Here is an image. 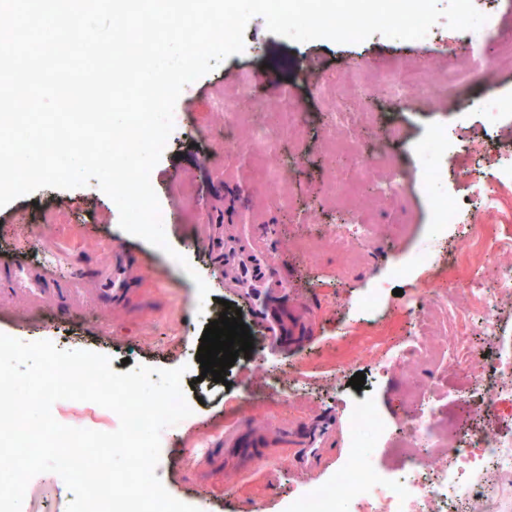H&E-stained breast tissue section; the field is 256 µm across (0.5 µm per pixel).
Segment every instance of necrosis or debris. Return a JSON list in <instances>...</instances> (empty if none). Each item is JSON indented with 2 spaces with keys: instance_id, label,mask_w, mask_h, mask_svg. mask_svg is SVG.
<instances>
[{
  "instance_id": "necrosis-or-debris-1",
  "label": "necrosis or debris",
  "mask_w": 512,
  "mask_h": 512,
  "mask_svg": "<svg viewBox=\"0 0 512 512\" xmlns=\"http://www.w3.org/2000/svg\"><path fill=\"white\" fill-rule=\"evenodd\" d=\"M401 137L399 126H388L373 152L358 155L353 171L354 179L380 180L384 199L399 198L405 191L390 153ZM224 140L230 149L241 143L262 148L269 162L265 184L280 203H287L282 189L285 175L275 162L276 149L268 127L248 122L245 113L228 112L224 115ZM497 183V191H478L470 223L479 224L489 217L512 221V166L501 169ZM478 249L495 263L493 277L464 278L456 287L439 290L423 318L426 333L415 337L408 349L384 352L375 343L363 348L366 359L384 376L423 363L447 361L449 369L466 379L457 392V405L459 410L473 409L475 426L463 427L459 410L439 416L435 386L403 380L406 403L417 414L407 422L401 451L411 461L416 480L396 483L370 471L345 472L333 483L303 493L292 512H337L339 502L354 492L362 501L363 512H498V495L512 493V433L489 426L502 407L512 408V340L499 336L500 302L512 297V233L489 245L480 233L467 235L453 252L450 267H461L469 253ZM476 324L496 342L488 354H477L470 339ZM443 448L448 451L444 457L439 454Z\"/></svg>"
}]
</instances>
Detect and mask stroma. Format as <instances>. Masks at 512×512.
I'll use <instances>...</instances> for the list:
<instances>
[{"label":"stroma","instance_id":"1","mask_svg":"<svg viewBox=\"0 0 512 512\" xmlns=\"http://www.w3.org/2000/svg\"><path fill=\"white\" fill-rule=\"evenodd\" d=\"M464 36L441 21L421 42L379 34L353 44L296 42L270 33L264 18L253 17L243 53L184 87L174 108L173 131L150 174L175 256L122 230L117 205L97 184L43 188L18 198L0 208V333L106 355L118 373L139 365L185 367L182 384L192 413L162 431L156 474L174 498L200 512H288L303 490L328 483L355 464L396 482L412 479L408 460L393 451L412 411L397 383L376 374L362 359L361 349L378 331L397 349L422 335L423 327L408 307L423 292L447 287L452 276L448 250L469 232L475 183L490 181L498 170L496 162L468 156L465 148L481 142L491 149L512 147V113L493 126L485 119L489 100H512V70L484 80L482 64L500 47L478 42L464 59ZM367 58L387 67L427 58L432 68L465 80L470 90L463 98L430 104L417 97L387 101L346 95L335 100L351 112L375 113L374 123L351 133L353 146L362 152L374 148L388 120L397 121L406 133L392 148L405 192L354 216L346 204L333 203L324 193L335 175L331 156L348 158L350 148L329 151L324 124L335 101L315 91L313 78L325 70L343 72ZM243 74L250 76L251 88L267 111L304 115L296 133L270 128L278 144L277 164L287 176L284 190L294 207H283L267 194L265 158L258 148L242 144L231 153L224 148L219 102ZM433 137L440 145L431 155H412L414 144ZM437 167L442 170L438 177L433 174ZM188 195L195 204L190 215L183 209ZM442 198L449 200L454 222H435L434 205ZM218 215L223 218L218 230L224 248L232 255L248 249L252 234L272 228L269 258L288 290L287 302L276 305L277 316L284 324H309L310 335L267 344L252 304L238 286L235 267L221 271L215 266L207 234L211 218ZM355 220L378 230L372 241L359 246L357 259L326 243L311 254L300 249L303 239ZM397 224L405 225L404 234H394ZM117 250L132 266L129 291L120 299L94 290L99 269ZM423 251L431 254V261L414 265L415 255ZM179 254L208 285L207 298H200L176 262ZM15 262L35 276L53 272L61 283L72 271H80L84 291L64 299L53 292L16 288L8 272ZM397 264L406 267V274L393 275ZM398 288L403 291L399 297L394 294ZM371 295L376 303L365 306ZM227 301L240 309L254 348L249 356H238L224 381L217 383L202 376L196 355L204 330L219 318ZM358 372L365 375L359 391L349 384ZM362 404L389 426L385 438L363 458L349 445ZM52 415L60 424L101 432L120 425L115 412L92 402L60 400L53 404ZM326 419L332 423L329 446L298 467L294 455L300 445L289 442V432L306 431ZM230 423L258 441L251 455L221 444ZM71 499L59 475L42 473L30 480L21 512H66Z\"/></svg>","mask_w":512,"mask_h":512}]
</instances>
